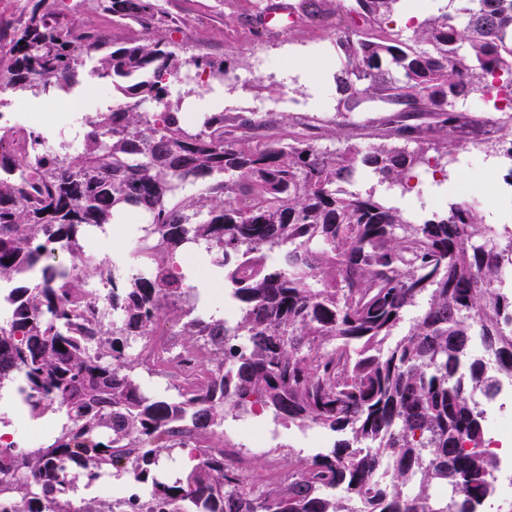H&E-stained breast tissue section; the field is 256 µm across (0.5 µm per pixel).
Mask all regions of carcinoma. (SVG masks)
Segmentation results:
<instances>
[{
  "label": "carcinoma",
  "instance_id": "obj_1",
  "mask_svg": "<svg viewBox=\"0 0 512 512\" xmlns=\"http://www.w3.org/2000/svg\"><path fill=\"white\" fill-rule=\"evenodd\" d=\"M30 2L0 40V97L62 90L88 58L101 80L144 79L121 88L124 103L80 119L75 156L63 133L48 145L35 128L0 125V281L41 272L8 296L0 388L17 373L31 417L67 416L44 447L19 450L21 473L0 480L10 512H70L55 460L148 487L141 512H468L499 472L477 395L494 397L499 375L512 373V290L498 287L512 233L498 238L465 201L413 224L375 188L352 186L362 171L394 185L428 162L410 114H430L435 150L451 155L458 129L478 119L460 107L495 94L504 134L491 150L512 161V0H448L406 38L391 28L406 0L336 4V112L366 100L388 112L366 148L359 128L343 125L341 151L315 143L306 115L286 128L257 112L188 123L169 78L202 70L222 82L234 64L183 56L158 0H88L95 33L62 20L58 0ZM326 4L294 9L314 20ZM122 20L138 38L112 40ZM147 101L164 111L148 116ZM130 205L148 218L141 239L164 255L150 274L138 264L148 249L130 251V274L84 249ZM188 247L209 256L235 316L185 312L174 359L202 382L168 398L142 388L125 350L149 341L169 300L188 290L175 264ZM104 279L102 295L90 284ZM416 307L410 331L389 342ZM228 407L345 438L312 457L288 453L287 476L263 484L224 453ZM187 447L190 470L163 480V455Z\"/></svg>",
  "mask_w": 512,
  "mask_h": 512
}]
</instances>
